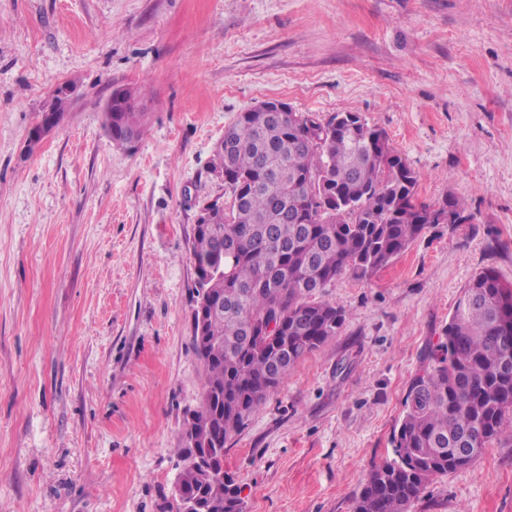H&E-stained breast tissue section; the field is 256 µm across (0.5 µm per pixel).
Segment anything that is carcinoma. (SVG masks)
Wrapping results in <instances>:
<instances>
[{"label":"carcinoma","instance_id":"carcinoma-1","mask_svg":"<svg viewBox=\"0 0 512 512\" xmlns=\"http://www.w3.org/2000/svg\"><path fill=\"white\" fill-rule=\"evenodd\" d=\"M110 139L141 138L134 98L112 105ZM310 112H242L224 131L229 154L221 223L195 232L196 295L223 300V313L194 322L193 347L205 369L194 410L199 449L224 471V451L248 418L305 356L338 335L343 308L324 299L338 276L367 282L422 234L433 206L417 201L419 174L379 129L355 112L321 123ZM466 223L463 202L443 200ZM512 284L492 268L474 275L411 381L394 430L392 456L375 466L353 512H409L436 477L470 468L503 433L512 439V338L502 335ZM207 512H244L242 489L184 476Z\"/></svg>","mask_w":512,"mask_h":512}]
</instances>
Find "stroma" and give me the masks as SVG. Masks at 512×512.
<instances>
[{"label": "stroma", "instance_id": "stroma-1", "mask_svg": "<svg viewBox=\"0 0 512 512\" xmlns=\"http://www.w3.org/2000/svg\"><path fill=\"white\" fill-rule=\"evenodd\" d=\"M74 86L38 147L28 133ZM136 92L134 150L104 128ZM265 100L359 113L465 200L370 281L340 333L228 443L245 512H353L473 276L512 282V0H0V512H166L193 348L198 204L225 129ZM410 512H512V441L430 481Z\"/></svg>", "mask_w": 512, "mask_h": 512}]
</instances>
